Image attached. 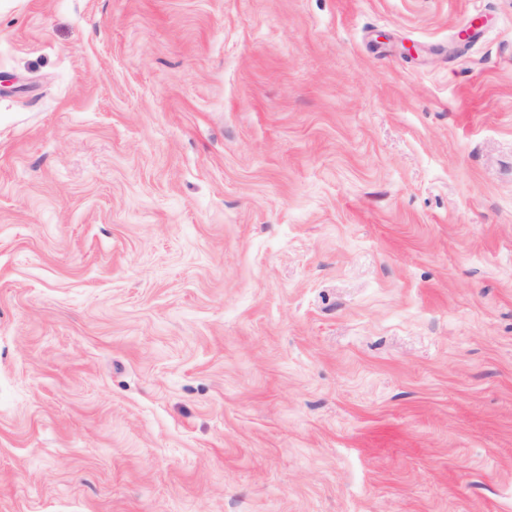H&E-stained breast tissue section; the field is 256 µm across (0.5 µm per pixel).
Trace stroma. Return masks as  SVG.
Returning a JSON list of instances; mask_svg holds the SVG:
<instances>
[{
    "instance_id": "obj_1",
    "label": "stroma",
    "mask_w": 512,
    "mask_h": 512,
    "mask_svg": "<svg viewBox=\"0 0 512 512\" xmlns=\"http://www.w3.org/2000/svg\"><path fill=\"white\" fill-rule=\"evenodd\" d=\"M0 512H512V0H0Z\"/></svg>"
}]
</instances>
